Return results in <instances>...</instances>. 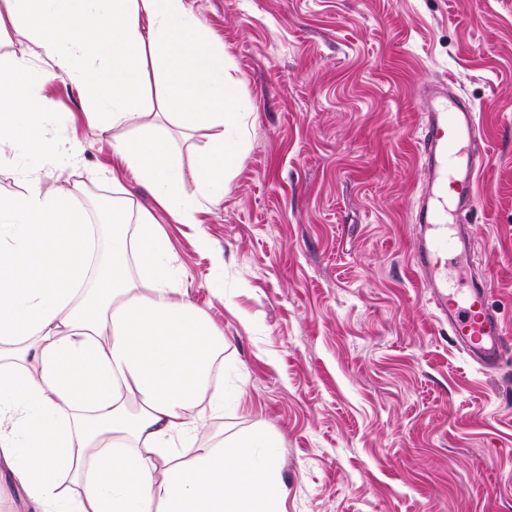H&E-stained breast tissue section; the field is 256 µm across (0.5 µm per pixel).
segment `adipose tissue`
Returning <instances> with one entry per match:
<instances>
[{
	"label": "adipose tissue",
	"instance_id": "adipose-tissue-1",
	"mask_svg": "<svg viewBox=\"0 0 512 512\" xmlns=\"http://www.w3.org/2000/svg\"><path fill=\"white\" fill-rule=\"evenodd\" d=\"M7 18L48 57L45 72L0 57V137L44 145L45 83L63 76L100 130L135 128L113 150L175 220L196 223L200 201L224 196L243 153L248 106L224 51L188 0H6ZM162 79L161 106L181 127L211 134L192 181L156 127L146 124V67ZM25 227L0 243V474L13 475L34 512H284L274 463L254 448L264 423L225 448L174 456L201 402L217 392L224 341L172 288L165 236L149 214L136 232L114 221L109 262L86 211L31 176L0 196V215ZM138 274H131V267Z\"/></svg>",
	"mask_w": 512,
	"mask_h": 512
}]
</instances>
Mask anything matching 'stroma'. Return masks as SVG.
<instances>
[{"label": "stroma", "instance_id": "obj_1", "mask_svg": "<svg viewBox=\"0 0 512 512\" xmlns=\"http://www.w3.org/2000/svg\"><path fill=\"white\" fill-rule=\"evenodd\" d=\"M246 99L224 197L180 224L95 131L71 83L45 95L64 157L0 143V196L30 171L150 212L174 287L224 338L215 445L263 421L285 512H512V348L483 370L411 265L427 92L473 107L487 166L469 277L512 334V0H190ZM184 175L207 132L161 118Z\"/></svg>", "mask_w": 512, "mask_h": 512}]
</instances>
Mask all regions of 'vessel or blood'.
<instances>
[{
  "instance_id": "1",
  "label": "vessel or blood",
  "mask_w": 512,
  "mask_h": 512,
  "mask_svg": "<svg viewBox=\"0 0 512 512\" xmlns=\"http://www.w3.org/2000/svg\"><path fill=\"white\" fill-rule=\"evenodd\" d=\"M431 106L419 137L426 194L416 221L424 236L412 255L415 273L464 351L481 367L496 368L506 342L503 328L485 300V288L453 285L443 256L469 248L464 228L477 201V179L486 152L477 115L448 84L430 89Z\"/></svg>"
}]
</instances>
